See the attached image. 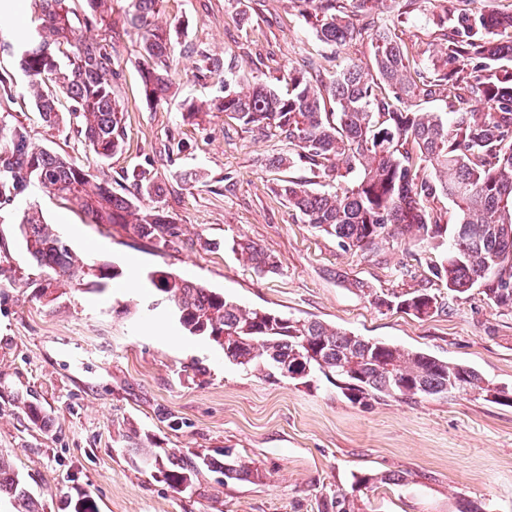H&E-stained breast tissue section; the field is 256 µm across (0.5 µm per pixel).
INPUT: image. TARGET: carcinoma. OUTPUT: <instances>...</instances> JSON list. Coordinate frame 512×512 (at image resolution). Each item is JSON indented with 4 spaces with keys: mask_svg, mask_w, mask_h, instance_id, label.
Wrapping results in <instances>:
<instances>
[{
    "mask_svg": "<svg viewBox=\"0 0 512 512\" xmlns=\"http://www.w3.org/2000/svg\"><path fill=\"white\" fill-rule=\"evenodd\" d=\"M37 25L19 66L27 91L50 127L63 122L59 101L71 102L76 132L99 158L116 153L123 142V107L112 89V56L100 44L80 37L81 26L103 21L107 0H85L83 19L71 0H30ZM131 24L141 33L142 92L160 104L171 89L168 60L179 30L155 27L152 18L163 0H125ZM310 8L318 39L332 47L367 39L371 69L351 62L333 73H311L288 63L286 89L265 82L238 91L221 80L224 95L212 107L243 127L274 128L288 138V152L270 159L279 169L297 163L314 177L336 183L316 191L288 180L277 193L307 224L335 237L344 248L372 250L398 225L420 244L448 242V255L431 266L434 278L452 292L476 288L489 304L512 311V32L510 12H464L458 0H439L434 23L442 31L440 54L417 61L395 30L359 27L347 19L340 0H297ZM199 76L224 75V61L204 56ZM447 94L454 112H418L415 99ZM134 191L117 194L112 178L93 174L74 161L30 146L20 127L0 125V201L14 199L31 182L84 214L89 223L130 226L140 239L173 235L170 216L160 206L162 187L148 169L125 172ZM456 208V222H443L440 199ZM27 251L56 275L41 287L51 295L78 285L87 276H104L96 265L75 264L69 247L37 207L21 218ZM232 249L258 275L273 274L275 257L240 238ZM150 273V288L165 299L182 328L218 345L229 362L268 378L281 366L295 367L301 384L322 376L352 403L368 406L392 399L415 402L426 396H472L511 406L512 386L485 378L474 367L386 341L357 336L319 321L246 308L223 294L161 269ZM351 286L377 307H406L421 318L445 311L428 289L379 293L362 281ZM142 463L173 490L198 481L211 469L206 456L167 451L142 454ZM228 480L264 478L244 459L224 463ZM400 474L361 473L351 491L338 490L325 512H358L355 493L374 484L398 485ZM15 512H40L25 478L0 464V500Z\"/></svg>",
    "mask_w": 512,
    "mask_h": 512,
    "instance_id": "1",
    "label": "carcinoma"
}]
</instances>
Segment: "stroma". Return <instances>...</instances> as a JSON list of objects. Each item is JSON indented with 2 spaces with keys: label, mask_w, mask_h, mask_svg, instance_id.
Segmentation results:
<instances>
[{
  "label": "stroma",
  "mask_w": 512,
  "mask_h": 512,
  "mask_svg": "<svg viewBox=\"0 0 512 512\" xmlns=\"http://www.w3.org/2000/svg\"><path fill=\"white\" fill-rule=\"evenodd\" d=\"M432 10L414 0L397 28L413 52L440 48ZM107 20L82 29L86 42L110 40L124 107L123 146L104 162L74 129L42 121L16 61L21 28L0 21V40L11 45L0 52V76L13 95L0 100V123L23 127L31 145L110 174L118 193L131 190L124 172L149 169L177 232L165 244L139 240L120 224L100 233L34 183L0 203V457L26 478L41 512H70L69 502L86 494L98 512H322L325 497L349 489L360 472L407 476L365 490L363 512H457L462 495L487 512H512V407L470 396L364 407L321 377L273 382L226 361L214 342L188 335L172 317L147 312L146 283H130L164 268L241 306L423 350L512 385V311L490 307L478 290L442 291L446 311L420 319L376 307L351 286L430 287L440 251L397 234L372 251L343 249L276 194L283 180L312 178L301 164L267 167L287 151L284 135L217 111L194 124L182 119L184 101L220 93L221 80L197 77L203 55L222 58L223 80L245 88L276 83L292 61L331 71L350 60L369 64L368 42L325 45L297 0H164L154 24L180 27L182 36L169 60L173 92L152 105L142 94L141 40L125 0H112ZM33 204L78 261L117 267L105 291L88 278L59 289L55 300L40 297L53 272L27 252L19 230ZM241 236L276 256L278 272L255 274L232 250ZM31 405L38 421L27 415ZM143 448L240 457L264 478L228 482L207 471L204 495L191 498L139 469Z\"/></svg>",
  "instance_id": "35a3bbf8"
}]
</instances>
